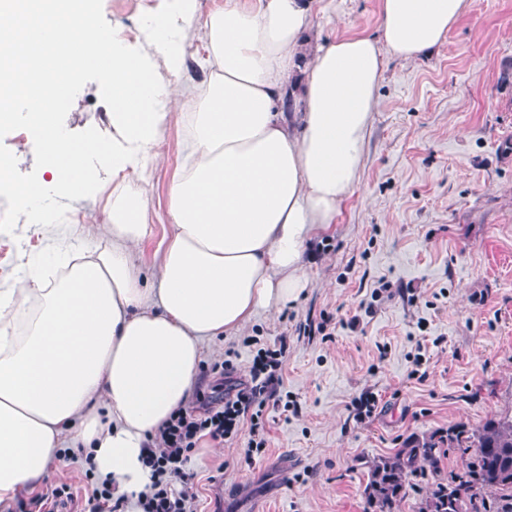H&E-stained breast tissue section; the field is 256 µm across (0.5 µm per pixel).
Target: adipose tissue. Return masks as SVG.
<instances>
[{"label":"adipose tissue","instance_id":"ef3b65f1","mask_svg":"<svg viewBox=\"0 0 512 512\" xmlns=\"http://www.w3.org/2000/svg\"><path fill=\"white\" fill-rule=\"evenodd\" d=\"M169 2L133 47L98 26L93 0H0V123L22 118L42 140L60 193L95 188L91 156L118 179L103 213L70 227L95 246L56 239L0 289V506L38 489L68 448L91 454L113 496L144 490L143 450L190 402L205 343L306 288V245L356 186L385 56L419 59L465 0H380L378 36L312 49L306 0H224L200 28L199 82L167 79L186 66L195 17L194 0ZM86 65L112 90L106 150L74 142L56 119ZM172 123L185 158L147 275L135 250L153 234L148 176ZM0 191L49 223L42 189L17 181L3 156Z\"/></svg>","mask_w":512,"mask_h":512}]
</instances>
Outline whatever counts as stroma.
I'll use <instances>...</instances> for the list:
<instances>
[{
    "label": "stroma",
    "instance_id": "1",
    "mask_svg": "<svg viewBox=\"0 0 512 512\" xmlns=\"http://www.w3.org/2000/svg\"><path fill=\"white\" fill-rule=\"evenodd\" d=\"M165 4L94 0L95 18L121 37ZM311 4V41L378 32L379 0ZM507 60L512 0H466L446 39L419 60L386 57L358 182L334 224L307 245L309 283L299 302L204 347L207 365L237 353L230 374L200 382L221 394L249 377L254 352L244 338L287 337L282 390L298 409L266 408L259 452L248 453L244 436L201 442L190 462L197 512H366L374 458L412 436L512 414V92L499 86ZM57 121L74 141H111L112 92L94 67L77 72ZM183 137L170 126L158 147L164 164L147 194L153 235L136 254L146 271L168 229ZM42 152L23 122L0 125V155L12 157L18 180L47 186ZM100 180L99 195L49 191L58 226L103 209L111 171ZM49 241L44 226L19 222L15 200L0 194V287ZM383 281L397 295H375ZM326 320L331 337L296 331ZM417 367L418 379L410 375ZM364 394L376 400L368 416L354 404Z\"/></svg>",
    "mask_w": 512,
    "mask_h": 512
}]
</instances>
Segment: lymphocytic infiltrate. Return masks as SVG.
Listing matches in <instances>:
<instances>
[{"label": "lymphocytic infiltrate", "instance_id": "obj_1", "mask_svg": "<svg viewBox=\"0 0 512 512\" xmlns=\"http://www.w3.org/2000/svg\"><path fill=\"white\" fill-rule=\"evenodd\" d=\"M288 356L287 340L257 348L249 374L251 383L235 395L200 401L174 411L160 427L143 459L151 485L141 496V512H196L193 473L188 463L201 440L223 442L248 434L249 446L262 448L263 412L275 400Z\"/></svg>", "mask_w": 512, "mask_h": 512}]
</instances>
